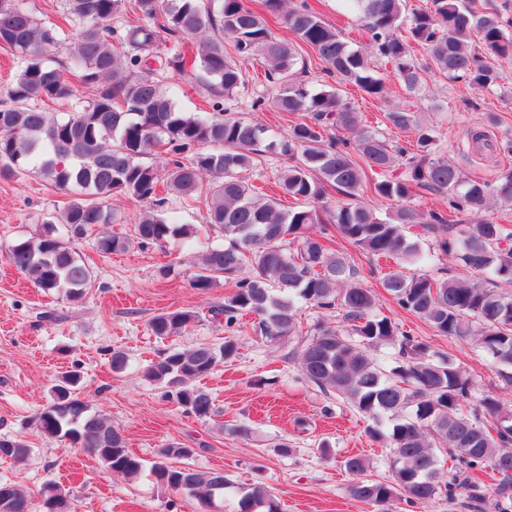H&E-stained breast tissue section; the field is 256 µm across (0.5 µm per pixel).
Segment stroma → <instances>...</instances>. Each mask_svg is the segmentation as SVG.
Listing matches in <instances>:
<instances>
[{
    "mask_svg": "<svg viewBox=\"0 0 512 512\" xmlns=\"http://www.w3.org/2000/svg\"><path fill=\"white\" fill-rule=\"evenodd\" d=\"M243 69L246 83L231 108L280 138L297 115L254 111L256 95L271 91L259 79L264 61H246ZM501 72L500 85L488 92L435 77L417 92L391 83L385 104L352 85L344 95L370 127L384 126V114L394 105L417 113L423 123L439 129L441 153L463 173L491 178L512 169V154L474 152L468 132L482 126L491 140L512 139V63L503 64ZM67 201V195L40 179H0V436L24 437L30 448L23 461L0 458V480L22 483L34 495L46 484H58L77 512H197L196 502L161 487L150 473L135 479L117 476L81 449L64 447L35 429L32 419L50 402L54 379L76 368L82 375L81 398L111 419L134 453L151 461L161 448L177 443L191 451L188 466L221 471L233 481L215 512H235L237 488L257 483L275 495L281 512H378L350 496L353 477L342 465L359 455L372 463L370 480L390 478V450L369 437L367 419L302 376L288 356L293 343L272 342L248 328L231 333L214 322L210 309L223 303L224 284L205 292L192 287L200 254L218 241L201 227L206 201L181 213L183 223L199 228L190 242L172 239L148 248L132 242L141 206L125 199L120 202L122 221L110 232L129 238L126 250L99 251L97 226L68 238V246L94 273L92 287L78 301L35 288L5 256L13 243L37 236L45 218ZM167 266L173 272L165 277L161 270ZM178 309L197 312V321L180 335L154 336L151 318ZM378 311L432 349L451 355L473 379L476 395H495L512 405V390L503 389L496 364L481 349L436 335L383 291ZM229 336L237 344L236 356L199 382L214 399L210 418H197L168 401L160 385L145 376L159 353L219 345ZM116 350L128 357L119 373L110 365ZM238 424L250 426L249 437L235 434ZM282 443L288 444V454L278 452ZM323 444L330 456L321 455Z\"/></svg>",
    "mask_w": 512,
    "mask_h": 512,
    "instance_id": "1",
    "label": "stroma"
}]
</instances>
